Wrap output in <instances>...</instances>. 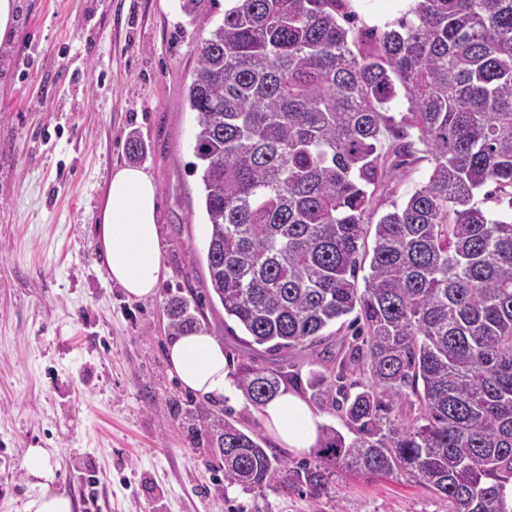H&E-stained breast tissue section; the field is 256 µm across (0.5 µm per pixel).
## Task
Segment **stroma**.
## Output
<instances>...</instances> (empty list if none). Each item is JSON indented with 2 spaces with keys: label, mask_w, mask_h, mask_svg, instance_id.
<instances>
[{
  "label": "stroma",
  "mask_w": 512,
  "mask_h": 512,
  "mask_svg": "<svg viewBox=\"0 0 512 512\" xmlns=\"http://www.w3.org/2000/svg\"><path fill=\"white\" fill-rule=\"evenodd\" d=\"M0 55V512L32 492L26 449L45 448L76 512H448L405 477L337 474L329 495H260L224 483L190 447L187 410L206 406L265 433L245 397L207 401L166 361V298L200 289L208 227L193 173V112L182 105L226 0H21ZM349 37L384 31L404 0H347ZM147 145L142 167L159 190L161 261L154 297L127 298L107 277L96 217L127 136ZM430 158L386 154L377 213L427 180ZM199 327L220 340L229 372L280 365L250 351L203 304ZM96 475V488L87 478Z\"/></svg>",
  "instance_id": "35a3bbf8"
}]
</instances>
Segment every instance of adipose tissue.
I'll use <instances>...</instances> for the list:
<instances>
[{
    "label": "adipose tissue",
    "instance_id": "1",
    "mask_svg": "<svg viewBox=\"0 0 512 512\" xmlns=\"http://www.w3.org/2000/svg\"><path fill=\"white\" fill-rule=\"evenodd\" d=\"M97 233L109 280L130 298L153 296L165 270L158 188L143 168L125 165L113 169ZM168 362L180 382L203 397L221 399L237 394L222 344L204 330L176 337L168 348ZM261 416L279 448L298 454L315 446L322 418L297 391L281 387L262 407ZM25 464L34 479V493L22 512H75L72 498L54 487L55 473L47 449H28Z\"/></svg>",
    "mask_w": 512,
    "mask_h": 512
}]
</instances>
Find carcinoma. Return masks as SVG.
Segmentation results:
<instances>
[{"label":"carcinoma","mask_w":512,"mask_h":512,"mask_svg":"<svg viewBox=\"0 0 512 512\" xmlns=\"http://www.w3.org/2000/svg\"><path fill=\"white\" fill-rule=\"evenodd\" d=\"M344 4L238 0L201 42L183 104L197 121L205 295L248 349L315 354L310 399L353 438L324 425L314 460L291 467L198 407L190 445L245 490L316 501L344 470L409 477L449 512H512V213L475 200L491 185L485 198L512 206V0H416L355 49ZM401 91L412 110L396 124ZM387 139L433 166L374 223ZM200 306L168 297L171 334L196 329ZM350 314L358 330L335 352L324 330ZM355 374L366 382L345 383ZM289 378L242 363L235 383L259 409Z\"/></svg>","instance_id":"1"}]
</instances>
